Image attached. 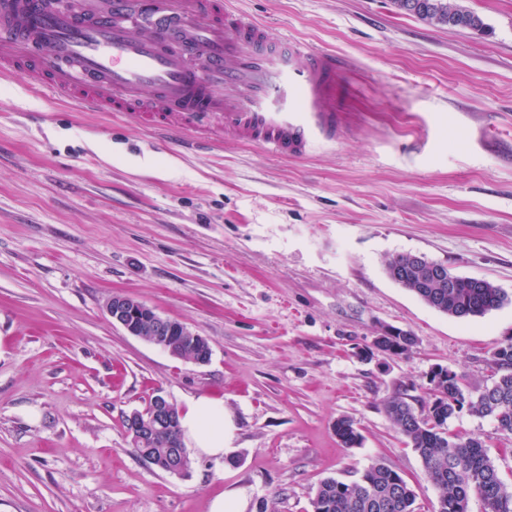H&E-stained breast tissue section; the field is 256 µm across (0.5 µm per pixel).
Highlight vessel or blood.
Listing matches in <instances>:
<instances>
[{"mask_svg":"<svg viewBox=\"0 0 512 512\" xmlns=\"http://www.w3.org/2000/svg\"><path fill=\"white\" fill-rule=\"evenodd\" d=\"M19 74L186 142L232 138L300 159L341 133L335 55L302 40L278 50L234 0H0V78Z\"/></svg>","mask_w":512,"mask_h":512,"instance_id":"b4317fda","label":"vessel or blood"}]
</instances>
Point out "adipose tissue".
<instances>
[{"label": "adipose tissue", "mask_w": 512, "mask_h": 512, "mask_svg": "<svg viewBox=\"0 0 512 512\" xmlns=\"http://www.w3.org/2000/svg\"><path fill=\"white\" fill-rule=\"evenodd\" d=\"M180 426L186 443L198 455L218 461L231 445L232 425L221 400L204 396L191 399L180 416Z\"/></svg>", "instance_id": "1"}]
</instances>
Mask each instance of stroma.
<instances>
[{"instance_id":"stroma-1","label":"stroma","mask_w":512,"mask_h":512,"mask_svg":"<svg viewBox=\"0 0 512 512\" xmlns=\"http://www.w3.org/2000/svg\"><path fill=\"white\" fill-rule=\"evenodd\" d=\"M457 2L485 31L391 0H236L345 66L342 136L302 159L237 140L183 150L0 79V512H210L231 491L245 512H312L322 480L375 461L432 512L439 492L384 403L429 401L439 366L478 393L512 340V302L453 318L385 271L416 253L512 295V0ZM115 294L204 336L210 361L128 335L105 309ZM388 326L411 332L409 354L363 358ZM159 392L223 400V461L194 454L171 476L133 451L123 420ZM340 418L360 445H341ZM448 427L512 482L492 420Z\"/></svg>"}]
</instances>
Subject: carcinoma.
Here are the masks:
<instances>
[{
  "mask_svg": "<svg viewBox=\"0 0 512 512\" xmlns=\"http://www.w3.org/2000/svg\"><path fill=\"white\" fill-rule=\"evenodd\" d=\"M418 7L413 15L434 26L473 30L484 27L482 19L448 0H394L395 6L409 12L410 2ZM405 286L423 302L454 318L482 317L502 307L508 301L505 292L489 281L476 287L469 278L460 277L452 288H421L414 272L407 274ZM404 342L391 345L375 339L374 346L382 351L394 350L402 357L415 343V337L405 332ZM497 377L492 385L471 397L463 387L462 378L448 372L434 383V398L415 408L401 396L386 401L385 413L397 431L422 460L429 480L438 488L439 498L433 512H469V502L477 495L484 502L485 512H512V485L504 481L491 462L486 446L477 437L448 432V420L462 410L479 418H490L496 429L512 438V341L494 351ZM336 435L342 445L352 448L360 434L352 421H336ZM184 446L181 430L160 435L154 443L156 457L164 454L168 444ZM397 495L392 512H417L416 494L403 475L392 466L375 461L353 481L327 478L321 481L312 500L313 512H386L381 502Z\"/></svg>",
  "mask_w": 512,
  "mask_h": 512,
  "instance_id": "cac0c4a2",
  "label": "carcinoma"
}]
</instances>
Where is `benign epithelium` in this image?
I'll use <instances>...</instances> for the list:
<instances>
[{
  "label": "benign epithelium",
  "instance_id": "1",
  "mask_svg": "<svg viewBox=\"0 0 512 512\" xmlns=\"http://www.w3.org/2000/svg\"><path fill=\"white\" fill-rule=\"evenodd\" d=\"M455 275L447 265L433 262L426 266V281L442 284L453 283ZM107 313L112 322L121 326L130 336L147 338L157 347L174 353L166 338L173 335L188 336L197 350L195 363L205 364L211 356L207 339L191 332L184 324L162 317L148 305H131V299L115 294L106 303ZM179 410L165 395L153 398L151 406L143 412L129 415L131 429L128 436L136 443L145 445L154 433L164 428L172 429L177 423ZM161 469L174 476L182 475L186 470V453L182 450L167 458L160 464Z\"/></svg>",
  "mask_w": 512,
  "mask_h": 512
}]
</instances>
